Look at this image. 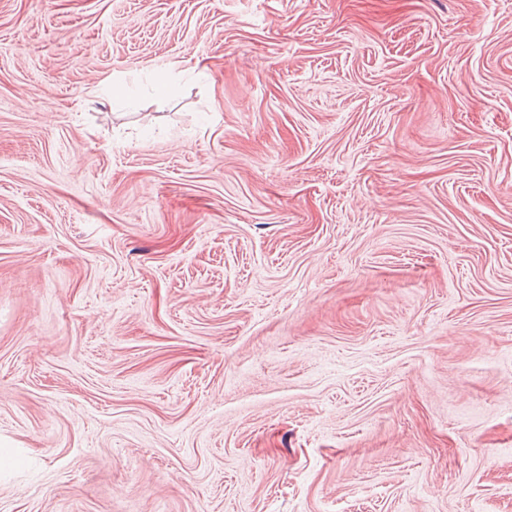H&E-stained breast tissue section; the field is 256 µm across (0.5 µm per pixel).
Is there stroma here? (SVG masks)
Wrapping results in <instances>:
<instances>
[{
  "instance_id": "35a3bbf8",
  "label": "stroma",
  "mask_w": 512,
  "mask_h": 512,
  "mask_svg": "<svg viewBox=\"0 0 512 512\" xmlns=\"http://www.w3.org/2000/svg\"><path fill=\"white\" fill-rule=\"evenodd\" d=\"M0 512H512V0H0Z\"/></svg>"
}]
</instances>
